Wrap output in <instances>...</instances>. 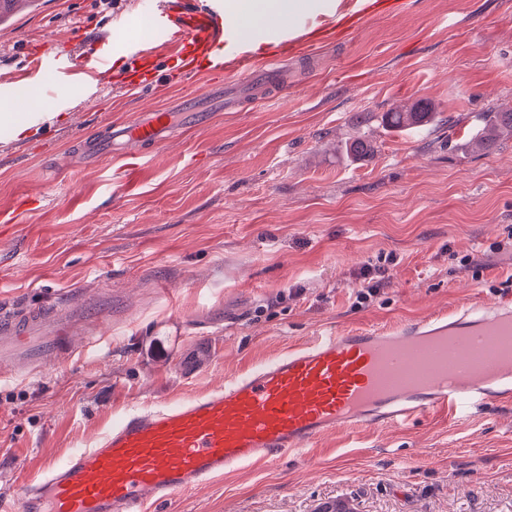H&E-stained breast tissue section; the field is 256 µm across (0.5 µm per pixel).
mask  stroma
<instances>
[{
    "instance_id": "obj_1",
    "label": "stroma",
    "mask_w": 512,
    "mask_h": 512,
    "mask_svg": "<svg viewBox=\"0 0 512 512\" xmlns=\"http://www.w3.org/2000/svg\"><path fill=\"white\" fill-rule=\"evenodd\" d=\"M147 0H39L0 22V113L33 90L44 119L0 128V313L69 291L112 302L101 350L0 375V499L45 459L91 447L132 408L212 388L325 329H382L512 295V139L475 145L481 113L512 106V0H395L332 35L314 67L289 60L288 91L182 129L127 170L72 165L80 136L106 137L135 111L192 94L203 77L158 55L149 91L90 89L54 69L24 81L32 46L79 61L152 39ZM427 100L423 128L397 106ZM372 149L346 154L356 137ZM27 210H16L20 196ZM474 259L462 267L464 256ZM383 266L371 302L357 273ZM512 512V407L340 431L309 458L246 468L156 512ZM432 112H424V109L416 107L410 111L405 109H391L386 112V118L395 127L422 126Z\"/></svg>"
}]
</instances>
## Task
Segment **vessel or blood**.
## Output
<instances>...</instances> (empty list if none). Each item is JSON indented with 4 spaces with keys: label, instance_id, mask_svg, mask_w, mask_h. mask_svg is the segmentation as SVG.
<instances>
[{
    "label": "vessel or blood",
    "instance_id": "obj_1",
    "mask_svg": "<svg viewBox=\"0 0 512 512\" xmlns=\"http://www.w3.org/2000/svg\"><path fill=\"white\" fill-rule=\"evenodd\" d=\"M153 39L187 73H207L196 101L225 109L245 97L280 93L281 75L296 42L318 33L307 18L293 27L252 28L269 51L256 60L242 41L243 23L224 13L223 0L188 12L164 0L150 10ZM223 55L211 58L213 46ZM127 68L126 90L148 89L154 56L133 40L116 45ZM171 110L148 109L113 128L112 137L157 146L176 130ZM112 309L87 293L79 312L51 315L31 308L0 316V357L22 356L27 374L43 358L99 345L96 329ZM512 402V298L473 304L380 331L325 333L205 393L127 411L92 447L65 461L45 460L39 477L18 484L6 512H146L176 495L244 466H264L306 452L339 430L405 424L442 413L463 416L490 402Z\"/></svg>",
    "mask_w": 512,
    "mask_h": 512
}]
</instances>
